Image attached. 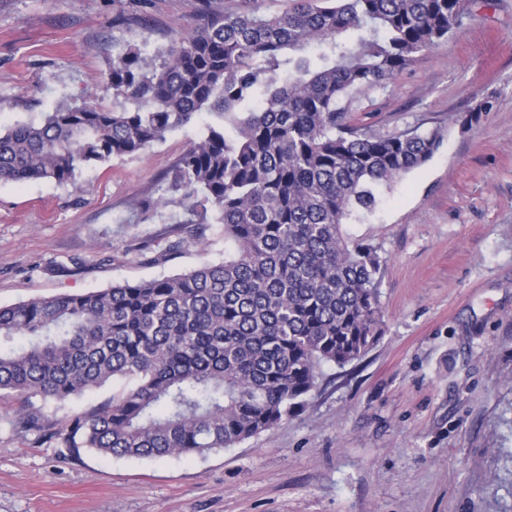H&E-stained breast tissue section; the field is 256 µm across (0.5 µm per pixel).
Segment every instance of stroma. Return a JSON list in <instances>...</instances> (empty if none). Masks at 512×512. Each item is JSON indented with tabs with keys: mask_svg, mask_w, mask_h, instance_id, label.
<instances>
[{
	"mask_svg": "<svg viewBox=\"0 0 512 512\" xmlns=\"http://www.w3.org/2000/svg\"><path fill=\"white\" fill-rule=\"evenodd\" d=\"M244 0H0V126L83 104L121 108L108 84L130 47L161 55L207 13ZM352 116L380 134L444 127L432 159L352 224L386 260L384 334L327 367L299 415L203 457H59L0 422V512H512V0L472 7ZM481 121L452 116L482 101ZM206 118L65 185L0 182V305L85 293L224 259L203 243L163 264L185 210L144 211Z\"/></svg>",
	"mask_w": 512,
	"mask_h": 512,
	"instance_id": "obj_1",
	"label": "stroma"
}]
</instances>
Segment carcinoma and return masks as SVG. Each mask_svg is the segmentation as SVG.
I'll return each instance as SVG.
<instances>
[{
  "label": "carcinoma",
  "instance_id": "obj_1",
  "mask_svg": "<svg viewBox=\"0 0 512 512\" xmlns=\"http://www.w3.org/2000/svg\"><path fill=\"white\" fill-rule=\"evenodd\" d=\"M319 2L208 15L159 63L138 49L112 58L109 84L130 107L85 103L0 131V182L65 184L209 115L145 206L179 193L186 210L151 260L201 239L210 208L230 246L171 276L0 306V394L24 403L1 422L61 456H205L297 415L322 366L379 342L385 258L347 226L428 162L444 130L378 134L350 103L472 13L469 0ZM111 381L122 389L59 423L36 404L63 407Z\"/></svg>",
  "mask_w": 512,
  "mask_h": 512
}]
</instances>
